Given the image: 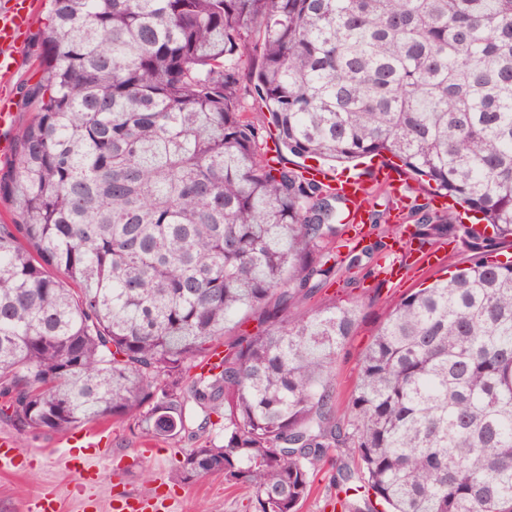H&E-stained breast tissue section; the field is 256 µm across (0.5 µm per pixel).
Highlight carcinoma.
Here are the masks:
<instances>
[{
	"mask_svg": "<svg viewBox=\"0 0 512 512\" xmlns=\"http://www.w3.org/2000/svg\"><path fill=\"white\" fill-rule=\"evenodd\" d=\"M50 6L0 174V419L207 431L177 479H245L254 512H298L333 450L334 512H512V0ZM253 58L289 153L398 158L451 201L414 238L467 255L390 309L341 416L361 308L326 288L347 203L259 156ZM383 247L350 248L344 281ZM240 315L256 331L226 337Z\"/></svg>",
	"mask_w": 512,
	"mask_h": 512,
	"instance_id": "carcinoma-1",
	"label": "carcinoma"
}]
</instances>
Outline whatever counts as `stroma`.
<instances>
[{
    "label": "stroma",
    "instance_id": "obj_1",
    "mask_svg": "<svg viewBox=\"0 0 512 512\" xmlns=\"http://www.w3.org/2000/svg\"><path fill=\"white\" fill-rule=\"evenodd\" d=\"M36 8L29 29L14 46L16 60L14 86H21L31 76L37 53L34 34L46 21L49 0H35ZM435 248L440 261L435 265L413 264L401 252L384 257L386 265L399 268L398 277L390 282L369 277L354 285L336 281L329 291L344 302L364 294V305L357 330L341 351L332 372L336 405L346 409L357 383L361 358L370 345L376 329L390 307L407 294L430 284L443 268L465 266L467 257L453 245L439 242ZM110 442L106 454L111 464L98 483L80 486L78 477L62 464L58 452L60 434L46 433L34 438L16 439L20 451L30 460L28 471L0 473V512H24L25 505L44 488L56 495L58 512H84L92 504L95 512H112L114 496L153 494L154 490L174 488L178 497L177 512H252L253 491L248 482L225 483L223 475H210L189 483L175 478L187 440H162L144 430H130L128 425H110Z\"/></svg>",
    "mask_w": 512,
    "mask_h": 512
}]
</instances>
